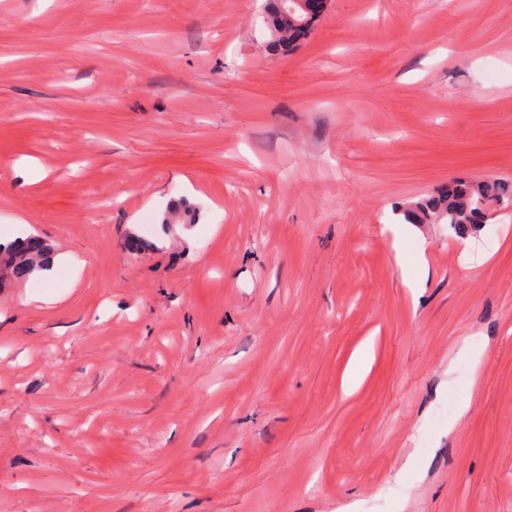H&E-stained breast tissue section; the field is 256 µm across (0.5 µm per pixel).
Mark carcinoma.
I'll return each mask as SVG.
<instances>
[{"label":"carcinoma","instance_id":"obj_1","mask_svg":"<svg viewBox=\"0 0 512 512\" xmlns=\"http://www.w3.org/2000/svg\"><path fill=\"white\" fill-rule=\"evenodd\" d=\"M281 0H273L271 42L274 50L293 47L309 32L312 22L295 7L292 19L280 11ZM512 205V182L496 177L459 181L448 190L421 199L403 211L415 224L446 222L459 235L486 223L489 205ZM50 258L48 244L39 236H29L8 245H0V285L5 281H23L45 266Z\"/></svg>","mask_w":512,"mask_h":512}]
</instances>
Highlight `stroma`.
<instances>
[{
  "label": "stroma",
  "mask_w": 512,
  "mask_h": 512,
  "mask_svg": "<svg viewBox=\"0 0 512 512\" xmlns=\"http://www.w3.org/2000/svg\"><path fill=\"white\" fill-rule=\"evenodd\" d=\"M270 12L0 0V512H512V0ZM283 0H273L272 22H271V42L270 47L273 50L287 49L293 47L298 41L304 38L309 32L312 23L315 21H305L304 11L296 6L295 12L290 19H285L280 11V2ZM500 212L511 211L512 182L496 177L459 181L445 192L421 199L402 213L414 224H445L459 235L486 223L489 205ZM509 206V207H506ZM48 244L39 236H29L8 245L0 244V285L23 281L45 266L50 258Z\"/></svg>",
  "instance_id": "stroma-1"
}]
</instances>
